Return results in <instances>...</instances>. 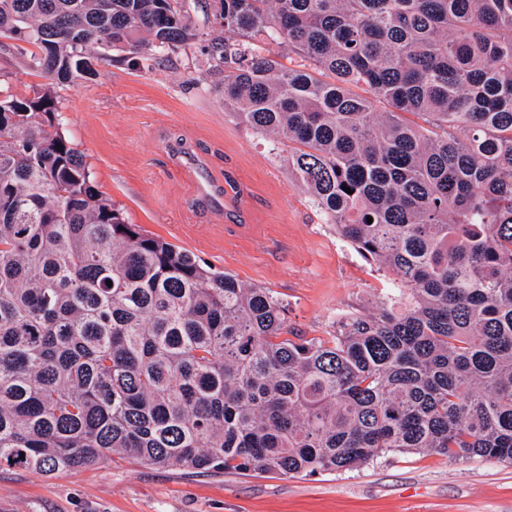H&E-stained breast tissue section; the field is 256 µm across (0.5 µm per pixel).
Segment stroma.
<instances>
[{
	"mask_svg": "<svg viewBox=\"0 0 512 512\" xmlns=\"http://www.w3.org/2000/svg\"><path fill=\"white\" fill-rule=\"evenodd\" d=\"M58 87L62 132L130 223L213 268L273 290L286 336L326 338L349 310H375L390 281L324 223L267 139L224 114L191 44L157 63L116 52ZM43 77L13 41L0 83L30 95ZM0 512H512V463L396 453L321 475L189 473L131 458L52 476L0 467Z\"/></svg>",
	"mask_w": 512,
	"mask_h": 512,
	"instance_id": "stroma-1",
	"label": "stroma"
}]
</instances>
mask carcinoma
Returning <instances> with one entry per match:
<instances>
[{"label": "carcinoma", "instance_id": "cac0c4a2", "mask_svg": "<svg viewBox=\"0 0 512 512\" xmlns=\"http://www.w3.org/2000/svg\"><path fill=\"white\" fill-rule=\"evenodd\" d=\"M204 15L224 38L186 0H0V38L47 79L0 93V465L512 462V0ZM195 42L225 115L288 148L325 223L392 275L377 311L327 339L283 337L271 289L128 223L60 131L55 86L93 74L92 48L149 60Z\"/></svg>", "mask_w": 512, "mask_h": 512}]
</instances>
